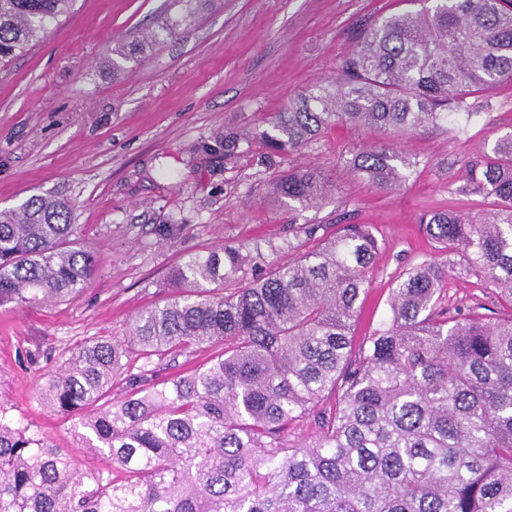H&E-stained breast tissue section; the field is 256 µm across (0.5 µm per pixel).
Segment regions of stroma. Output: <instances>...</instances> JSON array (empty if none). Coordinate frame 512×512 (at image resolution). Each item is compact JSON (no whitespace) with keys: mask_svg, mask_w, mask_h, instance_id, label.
I'll use <instances>...</instances> for the list:
<instances>
[{"mask_svg":"<svg viewBox=\"0 0 512 512\" xmlns=\"http://www.w3.org/2000/svg\"><path fill=\"white\" fill-rule=\"evenodd\" d=\"M405 8L404 0H214L184 34L116 72L113 48L158 28L179 6L75 0L67 23L0 63V210L33 195L68 198L80 243L97 259L91 283L69 301L0 307V407L65 449L79 470L114 477L111 463L85 448L74 417L51 412L42 394L84 341L124 337L139 311L162 302L185 255L243 243L285 263L294 258L288 244L370 225L381 250L362 336L385 317L397 278L435 257L423 214L492 213L489 199L463 191V160L512 133L510 81L468 96L475 116L465 133L448 125L403 135L399 144L417 165L396 191L373 189L348 168L355 153L380 143L378 134L335 125L288 155L257 138L289 101L335 76L368 23ZM228 135L241 139L230 159ZM291 169L322 172L332 195L305 210L276 199L272 184ZM173 222L182 226L176 236L158 235ZM444 305L512 314L481 279L460 273L449 276Z\"/></svg>","mask_w":512,"mask_h":512,"instance_id":"obj_1","label":"stroma"}]
</instances>
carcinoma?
<instances>
[{"label":"carcinoma","mask_w":512,"mask_h":512,"mask_svg":"<svg viewBox=\"0 0 512 512\" xmlns=\"http://www.w3.org/2000/svg\"><path fill=\"white\" fill-rule=\"evenodd\" d=\"M73 2L0 0V62L69 17ZM206 2L176 0L179 16L112 49V70ZM418 2L373 20L334 80L277 113L263 133L270 147L295 152L339 124L378 132L385 142L349 165L391 191L412 166L399 136L464 130L470 92L512 80V0ZM464 168V190L496 210L478 221L427 214L438 257L401 276L387 318L358 343L379 250L366 224L229 292L242 267L264 261L260 249L222 244L182 259L168 297L139 312L125 338L85 342L44 394L60 413H82L80 438L122 480L77 470L1 410L0 512H512V314L442 305L456 268L512 304V134ZM328 192L308 169L273 185L303 209ZM79 234L63 198L0 210V306L82 292L96 259ZM188 349L211 355L184 375L147 377L153 358ZM131 351L143 360L137 374L123 363ZM120 376L126 391L115 399ZM309 416L318 434L288 444V427Z\"/></svg>","instance_id":"cac0c4a2"}]
</instances>
